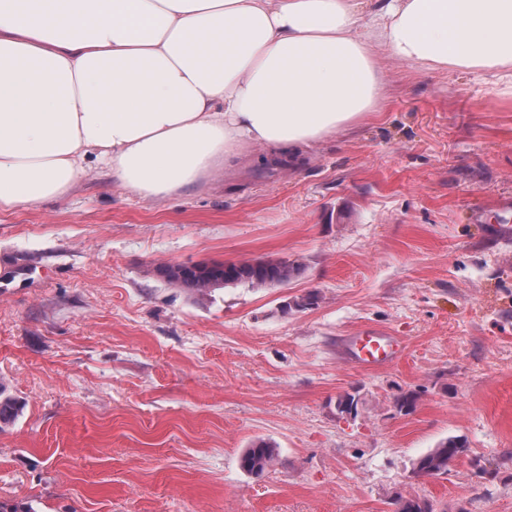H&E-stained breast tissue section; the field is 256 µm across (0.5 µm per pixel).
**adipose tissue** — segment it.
Listing matches in <instances>:
<instances>
[{
  "instance_id": "1",
  "label": "adipose tissue",
  "mask_w": 512,
  "mask_h": 512,
  "mask_svg": "<svg viewBox=\"0 0 512 512\" xmlns=\"http://www.w3.org/2000/svg\"><path fill=\"white\" fill-rule=\"evenodd\" d=\"M381 52L512 79V0H0V210L90 156L144 198L297 160L377 110Z\"/></svg>"
}]
</instances>
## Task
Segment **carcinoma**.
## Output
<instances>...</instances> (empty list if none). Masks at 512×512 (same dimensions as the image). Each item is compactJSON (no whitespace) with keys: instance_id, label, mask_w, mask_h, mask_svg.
<instances>
[{"instance_id":"cac0c4a2","label":"carcinoma","mask_w":512,"mask_h":512,"mask_svg":"<svg viewBox=\"0 0 512 512\" xmlns=\"http://www.w3.org/2000/svg\"><path fill=\"white\" fill-rule=\"evenodd\" d=\"M300 271V266L283 258L240 260L236 262L177 263L157 268V274L169 284L194 293L214 288L247 285L268 288L284 285ZM21 412L19 401L0 383V430L14 424ZM467 451L464 443L455 438L440 442L437 447L420 456L413 471L418 476L448 473V459ZM276 448L257 441L241 456V467L253 475H261L272 464ZM394 512H431L430 504L420 498L396 495Z\"/></svg>"}]
</instances>
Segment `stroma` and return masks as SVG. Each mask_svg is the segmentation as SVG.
I'll return each mask as SVG.
<instances>
[{
	"label": "stroma",
	"mask_w": 512,
	"mask_h": 512,
	"mask_svg": "<svg viewBox=\"0 0 512 512\" xmlns=\"http://www.w3.org/2000/svg\"><path fill=\"white\" fill-rule=\"evenodd\" d=\"M377 111L306 153L141 199L98 161L0 211V500L35 512H512V96L379 55ZM284 258L274 288L198 295L161 264ZM29 266L24 277L16 266ZM317 306L285 311L308 292ZM398 336L365 370L344 337ZM358 393L354 417L336 399ZM417 394L414 409L396 398ZM449 437L439 479L413 463ZM263 440V475L240 466ZM21 412L19 401L0 383V430L14 424ZM276 448L265 441H257L246 448L241 456V467L253 475H261L272 464Z\"/></svg>",
	"instance_id": "obj_1"
}]
</instances>
